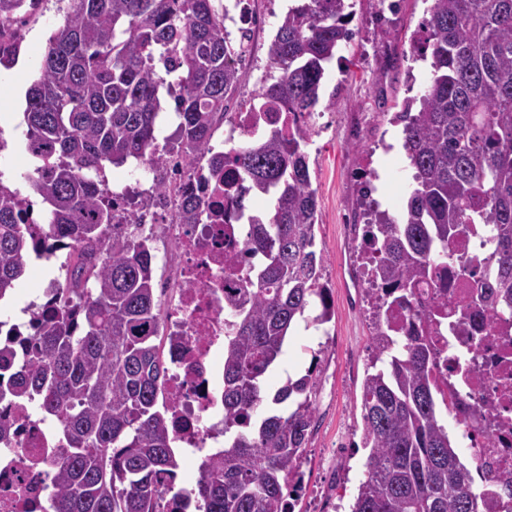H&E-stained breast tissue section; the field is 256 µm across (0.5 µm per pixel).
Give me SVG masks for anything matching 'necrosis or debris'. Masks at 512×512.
<instances>
[{
	"instance_id": "4bbe7bcc",
	"label": "necrosis or debris",
	"mask_w": 512,
	"mask_h": 512,
	"mask_svg": "<svg viewBox=\"0 0 512 512\" xmlns=\"http://www.w3.org/2000/svg\"><path fill=\"white\" fill-rule=\"evenodd\" d=\"M167 183L166 200L147 201L140 224L128 225L127 231L158 229L160 242L171 250L161 304L162 351L169 372L160 396L176 447L200 451L224 442V302L240 287L250 263L243 256L239 225L224 221L223 194L201 195L211 223L157 226V213H177L182 191L198 185L179 166ZM506 329V335L490 336L478 365L466 375L454 368L470 358L469 338L452 332L442 338L458 396L470 404L486 398L494 404L487 435H461L479 479L475 512H512V386L501 382L502 376L512 377V321ZM0 421L13 430L9 439L0 440V512H52L54 478L70 453L58 427L30 405L6 400L0 402Z\"/></svg>"
}]
</instances>
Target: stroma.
<instances>
[{
	"label": "stroma",
	"instance_id": "35a3bbf8",
	"mask_svg": "<svg viewBox=\"0 0 512 512\" xmlns=\"http://www.w3.org/2000/svg\"><path fill=\"white\" fill-rule=\"evenodd\" d=\"M257 24L243 57L234 104L248 106L267 70V49L288 0H249ZM355 0L354 32L326 68L318 120L306 147L311 185L318 199L316 248L324 257L322 281L335 315L317 326L298 322L265 387L275 391L287 378L317 367L314 398L317 424L304 452V490L294 512H349L366 471L361 385L371 360L374 309L367 294L366 259L361 249L360 196L364 171L375 174L374 197L399 212L408 191V160L400 125L393 118L415 96L428 65L416 60L429 7L427 0ZM67 0H41L20 25L22 51L0 69V178L21 195L35 164L25 150L26 93L40 75L48 39L65 23Z\"/></svg>",
	"mask_w": 512,
	"mask_h": 512
}]
</instances>
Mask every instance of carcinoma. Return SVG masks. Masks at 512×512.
I'll use <instances>...</instances> for the list:
<instances>
[{"instance_id":"obj_1","label":"carcinoma","mask_w":512,"mask_h":512,"mask_svg":"<svg viewBox=\"0 0 512 512\" xmlns=\"http://www.w3.org/2000/svg\"><path fill=\"white\" fill-rule=\"evenodd\" d=\"M37 0H0V29ZM29 88L28 177L47 204L25 223L19 191L0 182V300L26 274L41 242L70 247L64 293L31 331L0 340L8 392L36 400L61 427L71 454L59 465L53 512H162L184 495L198 512H291L286 494L300 478L315 419L316 369L287 378L271 396L274 368L294 323L314 307L317 325L334 316L315 250L317 198L304 151L307 116L319 101L325 66L348 42L353 0L288 6L271 39L272 73L257 98L286 112L294 129L249 134L228 152L211 144L240 82L242 53L218 0H69ZM417 58L430 75L396 123L412 170L399 214L376 206L364 181L362 248L376 321L371 367L362 383L365 480L352 512H474V478L437 409L453 396L438 375L448 302L424 304L420 284L455 268L474 292L458 323L490 335L512 313V0H431ZM174 95L176 129L158 142L160 89ZM177 153L214 188L235 192V219L247 221L244 251L263 257L230 300L224 331V449L204 460L196 484L176 488L179 463L159 387L167 374L160 345L150 238L123 234L105 164L163 162ZM272 198L267 219L245 216L250 192ZM198 194L186 193L179 223L204 224ZM490 224L488 254L466 257L457 244L471 226ZM407 312L394 327V308ZM383 362L378 368L376 364Z\"/></svg>"}]
</instances>
